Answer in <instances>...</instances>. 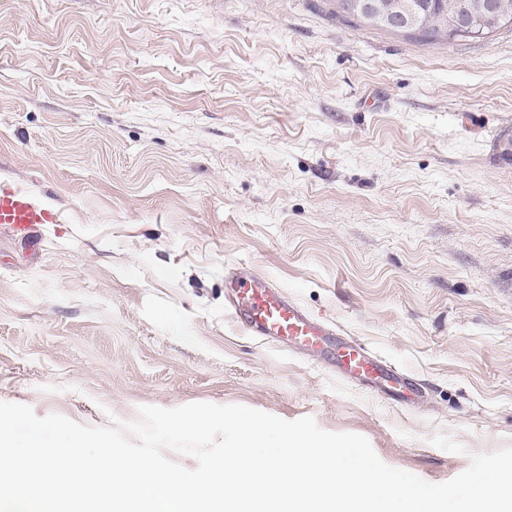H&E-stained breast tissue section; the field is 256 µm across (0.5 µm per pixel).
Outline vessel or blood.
Listing matches in <instances>:
<instances>
[{
	"instance_id": "b4317fda",
	"label": "vessel or blood",
	"mask_w": 512,
	"mask_h": 512,
	"mask_svg": "<svg viewBox=\"0 0 512 512\" xmlns=\"http://www.w3.org/2000/svg\"><path fill=\"white\" fill-rule=\"evenodd\" d=\"M59 221L58 213L39 200L37 193L21 188H0L1 230L32 242L39 225ZM225 285L234 291L232 313L248 332L271 342L310 351L321 352L332 346L336 349L338 367L348 376L407 385V378L370 355L361 344L335 340L331 329L288 298L268 278L233 274Z\"/></svg>"
}]
</instances>
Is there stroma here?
<instances>
[{"label": "stroma", "instance_id": "35a3bbf8", "mask_svg": "<svg viewBox=\"0 0 512 512\" xmlns=\"http://www.w3.org/2000/svg\"><path fill=\"white\" fill-rule=\"evenodd\" d=\"M330 0H0V401L107 426L237 404L368 439L430 483L512 446V26L423 43ZM268 277L415 385L246 335ZM447 433L464 453L435 447ZM53 208L38 199L37 193L12 187L0 188V229L33 243L40 224H58Z\"/></svg>", "mask_w": 512, "mask_h": 512}]
</instances>
